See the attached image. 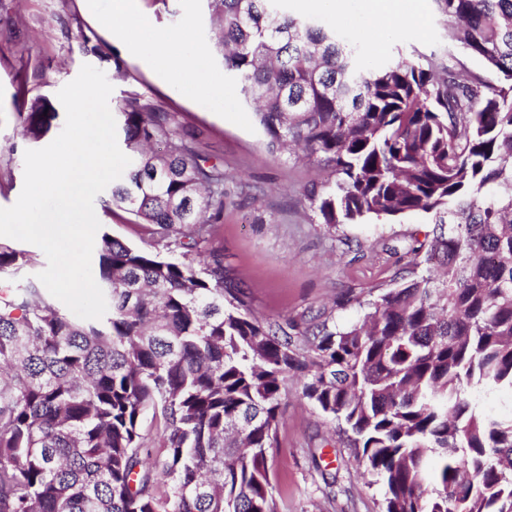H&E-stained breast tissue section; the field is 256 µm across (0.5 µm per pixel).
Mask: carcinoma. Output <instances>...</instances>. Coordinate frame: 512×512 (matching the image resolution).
I'll use <instances>...</instances> for the list:
<instances>
[{"label": "carcinoma", "mask_w": 512, "mask_h": 512, "mask_svg": "<svg viewBox=\"0 0 512 512\" xmlns=\"http://www.w3.org/2000/svg\"><path fill=\"white\" fill-rule=\"evenodd\" d=\"M451 41L498 74L396 60L379 69L278 0H211L224 66L272 152L334 179L306 190L319 223L423 215L408 276L362 320L261 319L215 245L224 169L176 115L116 106L131 158L116 206L144 246L97 243L106 314L77 322L0 245V512H279L268 451L288 373L384 488V512H512V0H436ZM22 136L58 116L20 89ZM163 430L145 448L143 423Z\"/></svg>", "instance_id": "cac0c4a2"}]
</instances>
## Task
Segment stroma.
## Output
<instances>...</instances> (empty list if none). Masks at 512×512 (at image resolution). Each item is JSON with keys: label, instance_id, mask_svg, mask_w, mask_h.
Listing matches in <instances>:
<instances>
[{"label": "stroma", "instance_id": "stroma-1", "mask_svg": "<svg viewBox=\"0 0 512 512\" xmlns=\"http://www.w3.org/2000/svg\"><path fill=\"white\" fill-rule=\"evenodd\" d=\"M425 25L403 27L375 52L366 27V0H347L344 16L284 0L292 15L323 21L360 42L366 66L421 56L454 58L482 80L496 76L476 57L452 47L435 0H414ZM150 25L137 38L156 49L164 35L179 32L204 51L206 75L221 94L198 93L161 78L144 56L123 46L126 21L113 14L112 0H0V208L12 206L24 182L28 143L17 120L15 94L56 99L58 91L89 64L113 87L111 101L142 96L173 112L180 128L193 134L197 148L224 165V223L219 237L224 264L243 287L254 313L281 323L325 315L343 327L362 316L359 305L339 304L353 292L370 299L375 287L398 269L391 247L424 240L431 230L421 216L369 219L328 227L303 190L329 178L293 154L269 153L253 109L244 101L239 78L225 69L211 31L208 0H136ZM277 446L269 452L270 479L280 512H382L384 489L358 466L333 424L301 396V382L289 378ZM336 477L327 488L323 473Z\"/></svg>", "mask_w": 512, "mask_h": 512}]
</instances>
